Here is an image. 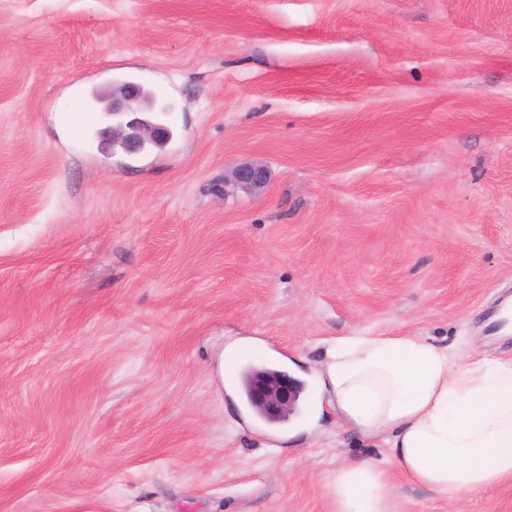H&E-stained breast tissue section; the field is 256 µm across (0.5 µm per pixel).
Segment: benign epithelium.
I'll list each match as a JSON object with an SVG mask.
<instances>
[{"label":"benign epithelium","instance_id":"obj_1","mask_svg":"<svg viewBox=\"0 0 512 512\" xmlns=\"http://www.w3.org/2000/svg\"><path fill=\"white\" fill-rule=\"evenodd\" d=\"M144 98L139 84L126 82L120 91L112 94V102L106 116L113 117L130 111V104ZM129 132L123 134L122 145L128 153H138L149 142L165 141L169 129L161 124L135 118L126 123ZM268 181V171L259 165H241L235 169L230 185L257 190ZM249 404L262 418L278 423L288 420L294 412L299 390L294 381L279 371L256 370L246 381Z\"/></svg>","mask_w":512,"mask_h":512}]
</instances>
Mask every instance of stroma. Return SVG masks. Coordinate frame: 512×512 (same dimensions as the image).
Segmentation results:
<instances>
[{"label": "stroma", "instance_id": "35a3bbf8", "mask_svg": "<svg viewBox=\"0 0 512 512\" xmlns=\"http://www.w3.org/2000/svg\"><path fill=\"white\" fill-rule=\"evenodd\" d=\"M123 81L172 104L162 147L73 94ZM507 297L512 0H0V512H333L388 450L315 414L330 344L512 357ZM259 364L302 386L287 421L238 391ZM268 181V171L259 165H241L235 169L230 185L243 189L257 190L263 188Z\"/></svg>", "mask_w": 512, "mask_h": 512}]
</instances>
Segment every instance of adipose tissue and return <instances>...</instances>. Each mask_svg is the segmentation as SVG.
Here are the masks:
<instances>
[{
    "label": "adipose tissue",
    "mask_w": 512,
    "mask_h": 512,
    "mask_svg": "<svg viewBox=\"0 0 512 512\" xmlns=\"http://www.w3.org/2000/svg\"><path fill=\"white\" fill-rule=\"evenodd\" d=\"M322 373L341 422L389 450L385 467L337 466L334 512H400L394 470L445 500L512 483V357L360 330L337 337Z\"/></svg>",
    "instance_id": "ef3b65f1"
}]
</instances>
